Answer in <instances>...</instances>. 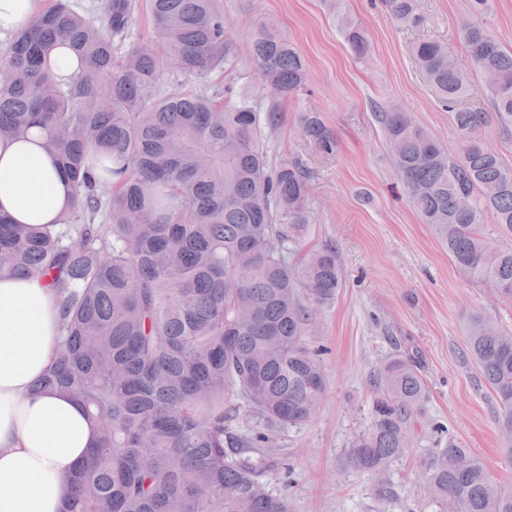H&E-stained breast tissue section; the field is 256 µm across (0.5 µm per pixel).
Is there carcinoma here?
Segmentation results:
<instances>
[{
    "label": "carcinoma",
    "instance_id": "cac0c4a2",
    "mask_svg": "<svg viewBox=\"0 0 512 512\" xmlns=\"http://www.w3.org/2000/svg\"><path fill=\"white\" fill-rule=\"evenodd\" d=\"M354 53L365 31L345 0H321ZM399 26L416 22L421 0H385ZM490 0H469L462 28L473 69L500 123L512 124V51L483 22ZM152 44L119 56L112 37L128 29L131 0H104L100 21L55 0L15 33L0 72V138L35 126L74 187L52 230L0 217V271L50 277L61 298L63 341L33 390L78 399L100 431L87 461L69 475L60 512H288V499L259 480L249 449L266 435L233 436L227 404L246 400L268 430L317 414L325 380L307 336L317 312L343 288L336 249H304L310 231L305 165L270 163L259 112L224 94H163L172 66L205 76L229 62L224 14L215 0H150ZM76 53L80 73L57 80L49 55ZM415 59L452 112L460 140L449 154L408 113H374L403 193L467 278L512 295V249L479 232L486 215L512 231V168L481 136L488 113L458 106L472 91L448 47L414 46ZM250 59L265 86L291 98L306 65L288 38L259 21ZM322 155L337 140L320 113L299 115ZM112 161V180L87 153ZM111 183L107 201L99 188ZM104 212L105 223H94ZM468 351L496 397L499 433L512 447V331L477 314ZM373 421L345 453L348 467L379 478L408 450L429 402L426 379L407 353L375 372ZM438 512H512L471 449H433L424 475Z\"/></svg>",
    "mask_w": 512,
    "mask_h": 512
}]
</instances>
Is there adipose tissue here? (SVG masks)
<instances>
[{
	"instance_id": "ef3b65f1",
	"label": "adipose tissue",
	"mask_w": 512,
	"mask_h": 512,
	"mask_svg": "<svg viewBox=\"0 0 512 512\" xmlns=\"http://www.w3.org/2000/svg\"><path fill=\"white\" fill-rule=\"evenodd\" d=\"M32 129L0 140V212L35 228L58 223L69 180ZM62 340L59 297L47 281L0 271V512H59L67 476L98 434L77 402L33 393Z\"/></svg>"
}]
</instances>
